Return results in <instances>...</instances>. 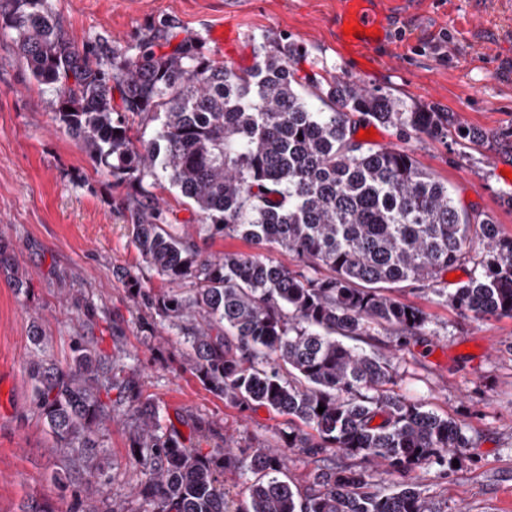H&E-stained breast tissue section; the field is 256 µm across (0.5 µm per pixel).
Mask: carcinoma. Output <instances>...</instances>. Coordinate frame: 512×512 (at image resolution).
<instances>
[{
    "mask_svg": "<svg viewBox=\"0 0 512 512\" xmlns=\"http://www.w3.org/2000/svg\"><path fill=\"white\" fill-rule=\"evenodd\" d=\"M0 31L12 34L32 78L55 91L61 126L107 173L164 178L191 201L209 237H242L297 258L291 270L266 255L205 256L157 207L134 210L135 248L178 287L159 295L138 288L134 298L180 330L204 385L315 431L290 429L285 447L367 459L396 490L385 495L373 472L336 466L319 470L302 495L283 457L264 448L244 457L187 448L179 431L161 428L158 408L141 400L134 379L117 381L95 349L76 345L63 369L39 356L44 338L35 332L33 403L70 464L105 475L99 426L112 407L101 393L117 388L133 428L139 512H228V466L255 476L236 512H436L416 472L450 465L471 447L465 424L389 393L397 375L391 355L350 342L389 330L424 333L425 313L386 295L401 284L430 287L465 316L512 317V236L459 209L413 150L354 134L369 123L405 140H443L450 127L460 140L475 133L448 112L410 110L343 76L295 77L291 59L304 50L294 41L263 37L248 69L207 57L198 39L162 54L150 41L134 56L98 53L62 33L50 0H0ZM306 86L334 103L331 111L316 108ZM136 117L159 122L139 148L129 135ZM476 241L483 255L468 281L449 294L435 287ZM191 315L201 323L185 325Z\"/></svg>",
    "mask_w": 512,
    "mask_h": 512,
    "instance_id": "carcinoma-1",
    "label": "carcinoma"
}]
</instances>
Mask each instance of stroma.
Wrapping results in <instances>:
<instances>
[{"label":"stroma","instance_id":"35a3bbf8","mask_svg":"<svg viewBox=\"0 0 512 512\" xmlns=\"http://www.w3.org/2000/svg\"><path fill=\"white\" fill-rule=\"evenodd\" d=\"M338 0H51L78 46L134 49L162 32L171 44L192 37L210 58L236 68L254 63L257 37L301 43L299 76L331 71L399 98L418 110L454 113L481 141L414 143L419 165L447 184L458 207L486 215L512 235V38L498 0H383L387 34L372 59L347 58L336 25ZM230 26L238 40H210ZM56 98L38 86L10 34L0 32V512H99L103 501L138 512L139 474L129 460L132 431L122 412L99 434L111 463L100 485L71 468L31 397L27 362L33 328L45 357L72 362L82 341L135 379L155 402L162 425L186 447L282 450L289 481L307 492L318 464L360 466L340 453L317 460L285 448L288 419L264 406H238L210 391L187 360L179 330L137 304L133 287L169 285L133 244V206L151 201L179 224L200 218L167 182L117 180L55 119ZM24 288H17V281ZM393 298L424 310L425 335L397 345L396 333L364 343L393 351L395 394L463 421L473 440L456 467L421 472L439 512H512V318L461 315L431 290L404 286ZM206 432L193 428L197 419Z\"/></svg>","mask_w":512,"mask_h":512}]
</instances>
